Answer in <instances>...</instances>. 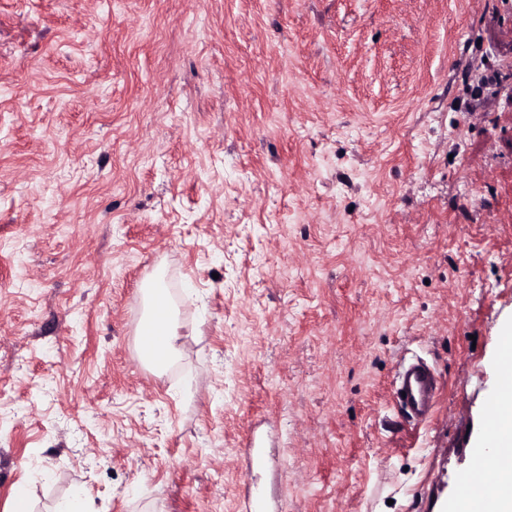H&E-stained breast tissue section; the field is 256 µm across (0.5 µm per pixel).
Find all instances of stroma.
Wrapping results in <instances>:
<instances>
[{
  "instance_id": "stroma-1",
  "label": "stroma",
  "mask_w": 512,
  "mask_h": 512,
  "mask_svg": "<svg viewBox=\"0 0 512 512\" xmlns=\"http://www.w3.org/2000/svg\"><path fill=\"white\" fill-rule=\"evenodd\" d=\"M510 332L512 0H0V512H450ZM144 321L140 329L139 345L141 360L148 366L161 370L181 354L178 310L169 300L160 275L151 278L142 288ZM150 329L149 336H157V342L147 346L143 329ZM405 392V396H402ZM437 380L434 373L421 365H414L399 377L396 399L413 419L427 418L435 404ZM240 510L242 512H271L264 489L248 484L241 497Z\"/></svg>"
}]
</instances>
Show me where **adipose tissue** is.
Segmentation results:
<instances>
[{
	"label": "adipose tissue",
	"instance_id": "1",
	"mask_svg": "<svg viewBox=\"0 0 512 512\" xmlns=\"http://www.w3.org/2000/svg\"><path fill=\"white\" fill-rule=\"evenodd\" d=\"M145 327L157 341L140 348L142 361L155 369L165 368L181 354L178 310L169 300L161 276L151 278L142 289ZM456 512H512V457L495 469L485 507L458 499Z\"/></svg>",
	"mask_w": 512,
	"mask_h": 512
}]
</instances>
